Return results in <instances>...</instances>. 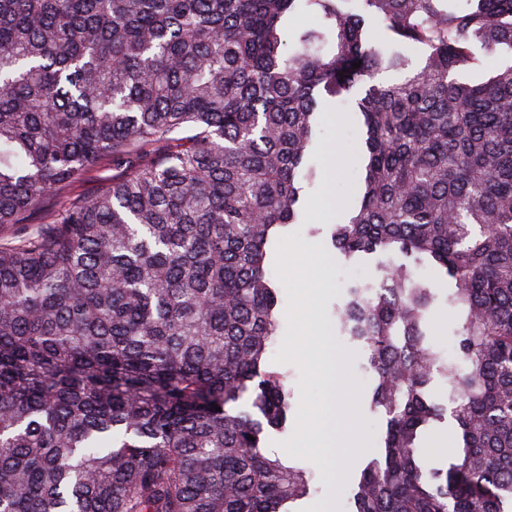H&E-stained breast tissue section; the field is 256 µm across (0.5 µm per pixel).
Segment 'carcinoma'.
<instances>
[{
  "mask_svg": "<svg viewBox=\"0 0 512 512\" xmlns=\"http://www.w3.org/2000/svg\"><path fill=\"white\" fill-rule=\"evenodd\" d=\"M464 2L0 0V512H292L310 495L312 473L261 439L291 411L266 365L267 264L302 223L334 105L359 118L361 195L330 242L404 257L335 312L386 422L352 512H512V63L466 78L512 53V0ZM107 164L104 190L6 233ZM421 266L448 284V356ZM444 416L459 446L427 468ZM444 439V448H448V454L453 444L457 441V431L455 426L447 422L437 423L424 437L422 440V446L424 448L423 460L426 465L430 467H439L443 458L437 454L436 450H430L429 447L433 446L432 442L438 438ZM448 437V441H447Z\"/></svg>",
  "mask_w": 512,
  "mask_h": 512,
  "instance_id": "1",
  "label": "carcinoma"
}]
</instances>
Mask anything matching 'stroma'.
<instances>
[{
    "label": "stroma",
    "mask_w": 512,
    "mask_h": 512,
    "mask_svg": "<svg viewBox=\"0 0 512 512\" xmlns=\"http://www.w3.org/2000/svg\"><path fill=\"white\" fill-rule=\"evenodd\" d=\"M361 142V133L348 113L332 108L320 115V135L311 152V160L321 172L317 183L306 196L312 211L306 223L294 225L282 242V251L276 252L270 273L279 288V334L270 347L267 360L271 368L288 378L292 392L293 409L285 431H269L266 446L272 454L284 462L308 469L313 475L314 493L299 501V512H349L353 480L334 485L331 474L341 451L331 448L322 459H314L302 441L301 419L317 414L326 400H333L335 418L328 424L330 434H340L345 410H352L366 440V452L352 465V472H359L374 458L380 437L385 428L381 415L371 413L361 404L362 395L369 389L371 379L361 373L363 356L355 348L337 346L342 361L335 380L329 381L315 374L307 360L290 353L291 345L300 343L301 331L296 310L309 283L301 267L310 258H317L322 266L323 295L318 306L321 322L334 321L338 305L346 298L348 283L338 273L344 258L333 248L326 233L336 221L337 205L345 204L354 195L359 181L355 159ZM301 249L298 262L285 261L284 248ZM352 390L351 404L332 395L333 385Z\"/></svg>",
    "instance_id": "obj_1"
}]
</instances>
